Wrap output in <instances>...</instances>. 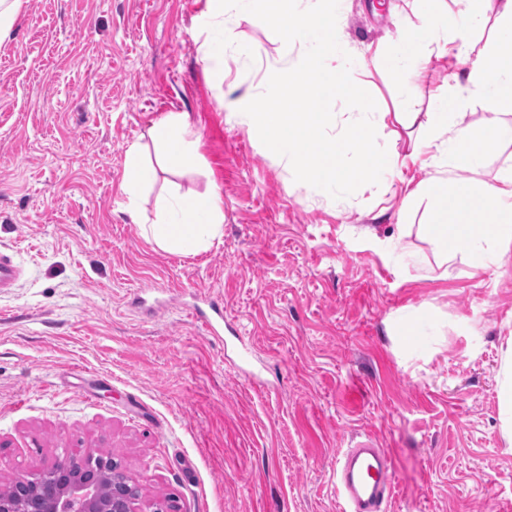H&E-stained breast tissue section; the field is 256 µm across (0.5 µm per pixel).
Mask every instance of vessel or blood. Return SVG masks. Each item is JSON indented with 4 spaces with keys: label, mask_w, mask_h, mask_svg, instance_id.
<instances>
[{
    "label": "vessel or blood",
    "mask_w": 512,
    "mask_h": 512,
    "mask_svg": "<svg viewBox=\"0 0 512 512\" xmlns=\"http://www.w3.org/2000/svg\"><path fill=\"white\" fill-rule=\"evenodd\" d=\"M391 454L383 448H351L336 466L344 512H385L395 488Z\"/></svg>",
    "instance_id": "vessel-or-blood-1"
}]
</instances>
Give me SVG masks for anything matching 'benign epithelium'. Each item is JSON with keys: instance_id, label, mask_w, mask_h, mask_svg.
Instances as JSON below:
<instances>
[{"instance_id": "1", "label": "benign epithelium", "mask_w": 512, "mask_h": 512, "mask_svg": "<svg viewBox=\"0 0 512 512\" xmlns=\"http://www.w3.org/2000/svg\"><path fill=\"white\" fill-rule=\"evenodd\" d=\"M135 480L100 452L49 462L0 489V512H140Z\"/></svg>"}]
</instances>
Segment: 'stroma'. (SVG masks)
Instances as JSON below:
<instances>
[{"label": "stroma", "mask_w": 512, "mask_h": 512, "mask_svg": "<svg viewBox=\"0 0 512 512\" xmlns=\"http://www.w3.org/2000/svg\"><path fill=\"white\" fill-rule=\"evenodd\" d=\"M371 3L344 0L337 32L366 64L318 107L342 169L359 160L339 149L359 110L388 115L379 153L408 156L416 135L395 113L427 109L460 72L450 56L380 67L422 5ZM205 7L24 0L0 43V251L21 269L0 293V485L105 449L144 507L340 512L336 460L367 444L393 458L387 512H512L499 399L512 260L441 263L428 202L403 204L433 175L421 160L316 191L243 99L261 79L244 48L275 62L300 42L233 14L232 50L209 61ZM461 110L473 131L499 130L486 178L511 167L512 111L476 96ZM171 113L194 151L137 204L152 221L170 194L218 186L224 231L197 254L155 249L119 189L131 149L155 161L148 130Z\"/></svg>", "instance_id": "obj_1"}]
</instances>
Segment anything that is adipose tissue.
<instances>
[{
  "label": "adipose tissue",
  "mask_w": 512,
  "mask_h": 512,
  "mask_svg": "<svg viewBox=\"0 0 512 512\" xmlns=\"http://www.w3.org/2000/svg\"><path fill=\"white\" fill-rule=\"evenodd\" d=\"M341 2L316 0L315 8L310 9L307 0H294L293 14L276 19L262 6L261 0H206L203 17L211 27L207 46L210 58H223L232 45L223 27L216 23L217 17L230 8L259 24L279 21L285 33L299 39L303 46L296 59L266 66L258 102L252 108L254 118L268 119L272 105L288 90L301 92L316 85L344 92L342 77L359 59L336 33ZM428 2L419 24L404 30L390 50L376 52L375 60L389 69L403 71L432 54L442 55L451 49L464 59L467 69L453 92L439 96L428 111L398 112L394 118L415 129L430 150L429 165L436 173L435 192L429 198L433 208L431 224L443 238L444 260L464 255L479 265L487 257H500L512 249V168L493 179H481L484 157L498 140L497 128L489 125L482 134H474L463 122L459 103L473 94L481 97L490 111L512 108V53L500 50L502 44H512V0H497V24L491 37L479 48L474 47L471 38L486 25L480 0H469L463 25L445 43L438 36L443 0ZM313 131V124L298 126L297 139L293 142L289 141L285 127H271L270 134L277 141L287 142L289 158L309 156L311 183L316 190L333 191L357 179L359 172L372 167L390 170L400 163L398 156L378 154L369 130L363 129L345 142L346 150L358 151L359 170L337 171L332 154L317 146ZM149 135L159 144L163 156L171 161L187 157L193 146L192 132L180 114L161 118L151 127ZM457 168L469 170L474 180L467 187L453 190L446 175ZM479 208L496 213L493 225H469V217ZM451 213L457 215L458 224H449L447 216ZM223 224V199L214 187L192 199L178 194L170 196L160 219L146 225L144 232L147 240L161 251L196 254L221 236Z\"/></svg>",
  "instance_id": "adipose-tissue-1"
}]
</instances>
